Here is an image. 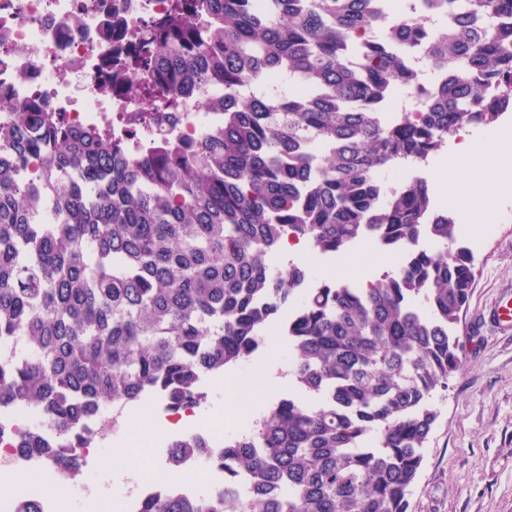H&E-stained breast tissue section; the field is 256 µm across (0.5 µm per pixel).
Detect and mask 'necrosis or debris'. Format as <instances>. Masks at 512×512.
Returning <instances> with one entry per match:
<instances>
[{
  "label": "necrosis or debris",
  "instance_id": "necrosis-or-debris-1",
  "mask_svg": "<svg viewBox=\"0 0 512 512\" xmlns=\"http://www.w3.org/2000/svg\"><path fill=\"white\" fill-rule=\"evenodd\" d=\"M169 0H0V93L39 102L73 124L111 128L132 145L153 144L157 129L135 133L147 109L133 93L146 75L132 32L162 27ZM224 91L187 92L176 113L156 105L157 128L198 135L221 111Z\"/></svg>",
  "mask_w": 512,
  "mask_h": 512
}]
</instances>
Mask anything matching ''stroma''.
Returning a JSON list of instances; mask_svg holds the SVG:
<instances>
[{"label":"stroma","mask_w":512,"mask_h":512,"mask_svg":"<svg viewBox=\"0 0 512 512\" xmlns=\"http://www.w3.org/2000/svg\"><path fill=\"white\" fill-rule=\"evenodd\" d=\"M491 224L459 223L457 239L475 258L476 280L469 304L457 328L462 367L447 390L434 395L438 418L425 449V460L409 496L408 512H512V334L495 329L489 311L512 299V194L496 206ZM316 280L364 285L395 263L376 242L362 241L340 257L313 250L296 256ZM276 351L260 347L243 374L256 388L247 401L230 387L228 375L208 377V402L197 409L196 421L225 420L226 431L240 427L241 406L257 409L287 395L284 386L269 384L264 369H288V342L276 337ZM152 467L166 466L165 449L184 436V429L161 432L167 415L155 403L133 406Z\"/></svg>","instance_id":"35a3bbf8"}]
</instances>
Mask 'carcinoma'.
Wrapping results in <instances>:
<instances>
[{"mask_svg": "<svg viewBox=\"0 0 512 512\" xmlns=\"http://www.w3.org/2000/svg\"><path fill=\"white\" fill-rule=\"evenodd\" d=\"M390 2L173 0L140 36L152 78L137 91L174 110L187 86H222L224 112L148 151L0 94V414L45 420L0 444L75 479L113 402L201 407L202 377L250 360L301 293L282 323L294 394L219 444L168 445L173 471L211 447L224 490L135 512H408L475 263L425 180L377 173L512 111V0H412L393 19ZM262 75L300 94L253 88ZM426 80L423 110L384 120ZM289 236L330 255L373 239L398 264L365 288L304 290L306 267L271 271ZM14 512L44 505L20 490Z\"/></svg>", "mask_w": 512, "mask_h": 512, "instance_id": "obj_1", "label": "carcinoma"}]
</instances>
